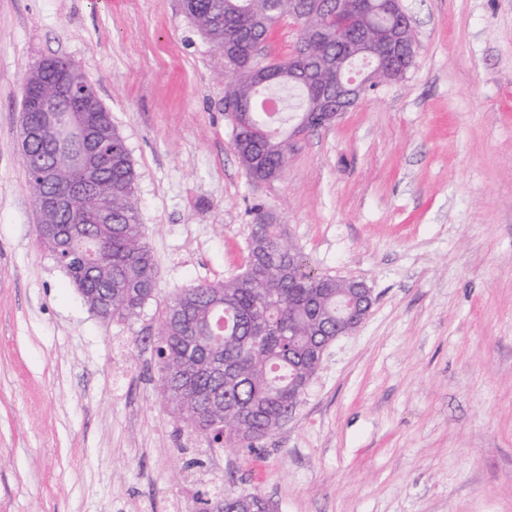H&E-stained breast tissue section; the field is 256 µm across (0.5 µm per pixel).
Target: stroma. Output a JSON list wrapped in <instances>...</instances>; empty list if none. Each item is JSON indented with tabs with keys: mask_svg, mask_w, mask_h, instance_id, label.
Instances as JSON below:
<instances>
[{
	"mask_svg": "<svg viewBox=\"0 0 512 512\" xmlns=\"http://www.w3.org/2000/svg\"><path fill=\"white\" fill-rule=\"evenodd\" d=\"M416 63L254 184L181 0H0V512H512V0H403ZM77 63L125 138L158 297L243 269L255 205L373 305L257 447L168 412L158 305L104 322L40 242L22 84ZM242 497H247V504L243 505L240 502ZM224 498V509L223 506L220 508ZM223 498L221 495L210 496L208 499H203L202 508L200 512H267L264 511L266 506L265 499L257 494L251 493L246 495H236L231 492H224ZM248 508L250 511H239L240 509Z\"/></svg>",
	"mask_w": 512,
	"mask_h": 512,
	"instance_id": "1",
	"label": "stroma"
}]
</instances>
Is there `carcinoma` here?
I'll list each match as a JSON object with an SVG mask.
<instances>
[{"label":"carcinoma","mask_w":512,"mask_h":512,"mask_svg":"<svg viewBox=\"0 0 512 512\" xmlns=\"http://www.w3.org/2000/svg\"><path fill=\"white\" fill-rule=\"evenodd\" d=\"M308 16L298 25L296 42L305 27L319 26L327 38L311 47L315 58L336 53L342 29L336 20V0H312ZM297 0H186L188 18L224 56L232 39L265 40L286 17L296 14ZM391 26V17L374 14L362 33L374 41ZM328 78L316 69L312 84L302 88L301 111L308 110L314 84ZM39 94L54 91L50 72H27ZM224 96L255 104L258 90L242 79L225 87ZM94 131L112 135V149L101 160L99 180L84 195L112 207V220L96 219L76 209L42 220L39 234L53 247L49 231L82 219L85 233L72 243L74 261L66 274L85 297L112 295L104 322L129 321L157 293V269L144 240L133 203L134 170L124 138L107 109L84 113ZM289 113L278 117L251 108L247 123L234 137L235 154L247 179L278 176L288 155ZM57 172L56 190H72L76 175L66 151L41 143L34 148ZM248 238L243 270L221 282H200L180 289L161 310L155 351L160 389L171 403V414L192 432L206 438L215 430L224 445L253 448L275 431L296 409L321 365L319 349L336 340V307L354 300L359 289L319 271L311 258L291 244L281 225L267 220L262 206ZM224 512H264L257 494H223Z\"/></svg>","instance_id":"cac0c4a2"}]
</instances>
